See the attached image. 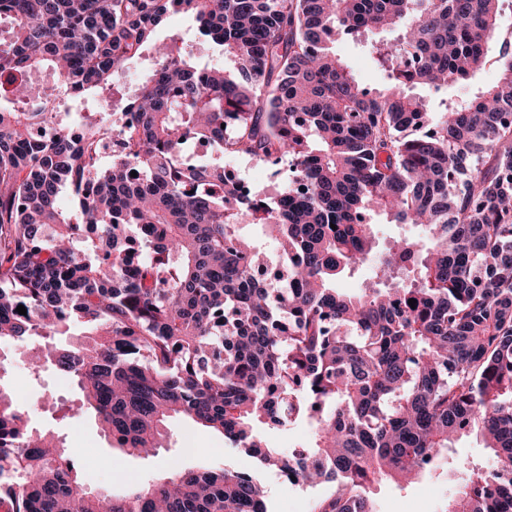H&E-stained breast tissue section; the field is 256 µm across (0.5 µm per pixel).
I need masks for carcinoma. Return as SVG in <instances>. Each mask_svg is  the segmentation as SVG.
I'll list each match as a JSON object with an SVG mask.
<instances>
[{"label": "carcinoma", "mask_w": 512, "mask_h": 512, "mask_svg": "<svg viewBox=\"0 0 512 512\" xmlns=\"http://www.w3.org/2000/svg\"><path fill=\"white\" fill-rule=\"evenodd\" d=\"M502 2L0 0V96L39 106L0 110V344L39 337L29 370L73 380L126 455L161 447L184 417L295 485L336 480L317 512H374L381 482L444 475L474 435L493 467L472 469L442 512H512V52L431 124L411 93L481 70ZM178 13L224 65L182 37L156 44L120 111L71 138L32 72L75 101L101 95ZM380 29L395 34L371 46L388 82L368 89L336 41ZM38 123L55 128L35 137ZM189 140L217 159L175 161ZM226 153L287 159L292 177L238 209ZM376 216L424 237L378 252ZM249 225L279 245L280 279L256 277ZM360 269L364 288L337 287ZM75 322L83 333L58 345ZM301 417L312 443H263L260 428ZM24 418L0 383V512H268L258 479L174 460L158 482L95 491Z\"/></svg>", "instance_id": "cac0c4a2"}]
</instances>
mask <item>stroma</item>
<instances>
[{
  "instance_id": "stroma-1",
  "label": "stroma",
  "mask_w": 512,
  "mask_h": 512,
  "mask_svg": "<svg viewBox=\"0 0 512 512\" xmlns=\"http://www.w3.org/2000/svg\"><path fill=\"white\" fill-rule=\"evenodd\" d=\"M390 38V33L375 30L358 38L340 40L336 51L365 87L378 88L384 84L386 74L375 65L370 46ZM224 167L234 179L250 185L262 196L273 194L290 173L288 162L261 164L242 156L225 157ZM10 381L19 406L31 408L32 425L60 436L67 455L84 481L100 490L122 494L134 484L155 481L167 472L174 460L186 468L208 463L257 475L266 488L270 512H314L316 502L336 490L331 481L313 488L291 485L277 471L259 469L254 458L229 447L223 435L188 419L173 421L169 444L156 456L122 455L113 449L111 440L101 434L94 417L78 411L74 384L53 368L47 367L34 374L18 362L10 370ZM460 476V471L452 467L445 477L432 481L423 479L403 489L395 483L382 482L377 489V512H441Z\"/></svg>"
}]
</instances>
